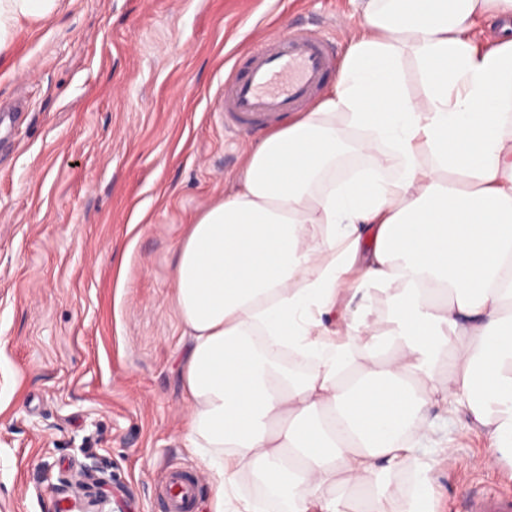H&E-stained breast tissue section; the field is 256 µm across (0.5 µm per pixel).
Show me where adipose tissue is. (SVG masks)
<instances>
[{"mask_svg": "<svg viewBox=\"0 0 512 512\" xmlns=\"http://www.w3.org/2000/svg\"><path fill=\"white\" fill-rule=\"evenodd\" d=\"M333 90L176 243L188 449L225 512L257 472L288 512H433L415 454L453 402L512 466V0H356ZM61 0H0V49ZM411 57L420 95L406 87ZM386 147L400 174L344 180ZM388 299V318L377 303Z\"/></svg>", "mask_w": 512, "mask_h": 512, "instance_id": "adipose-tissue-1", "label": "adipose tissue"}]
</instances>
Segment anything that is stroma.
Here are the masks:
<instances>
[{
	"label": "stroma",
	"instance_id": "obj_1",
	"mask_svg": "<svg viewBox=\"0 0 512 512\" xmlns=\"http://www.w3.org/2000/svg\"><path fill=\"white\" fill-rule=\"evenodd\" d=\"M351 0H65L21 22L0 51V512H69L83 464L109 512H167L166 472L198 476L185 449L186 344L171 295L174 244L232 190L264 131L229 137L224 81L261 40L326 32L345 56ZM458 464L431 447L436 512H468L512 467L444 413Z\"/></svg>",
	"mask_w": 512,
	"mask_h": 512
}]
</instances>
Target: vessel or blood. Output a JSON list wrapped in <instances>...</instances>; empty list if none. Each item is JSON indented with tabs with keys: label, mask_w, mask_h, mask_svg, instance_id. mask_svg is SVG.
I'll use <instances>...</instances> for the list:
<instances>
[{
	"label": "vessel or blood",
	"mask_w": 512,
	"mask_h": 512,
	"mask_svg": "<svg viewBox=\"0 0 512 512\" xmlns=\"http://www.w3.org/2000/svg\"><path fill=\"white\" fill-rule=\"evenodd\" d=\"M336 69L328 40L319 34L290 32L254 48L245 70L224 82V130L238 135L277 124L304 107ZM198 478L171 472L165 479L169 512H191ZM472 512H512V499L492 493L474 498Z\"/></svg>",
	"instance_id": "obj_1"
}]
</instances>
